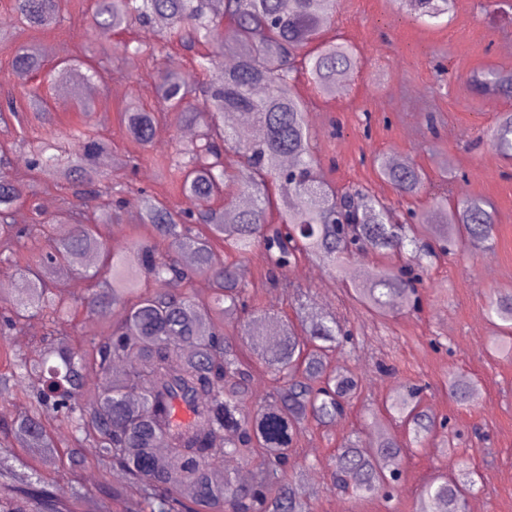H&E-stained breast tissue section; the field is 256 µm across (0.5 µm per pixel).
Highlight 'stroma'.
Returning a JSON list of instances; mask_svg holds the SVG:
<instances>
[{
  "instance_id": "obj_1",
  "label": "stroma",
  "mask_w": 512,
  "mask_h": 512,
  "mask_svg": "<svg viewBox=\"0 0 512 512\" xmlns=\"http://www.w3.org/2000/svg\"><path fill=\"white\" fill-rule=\"evenodd\" d=\"M62 8L66 31L28 29L24 40L39 43L46 70L68 55L102 56L105 79L79 95L69 88L51 89L50 121L32 117L22 126L0 124V143L8 149L10 168L24 173L37 143L59 139L85 118L111 141L115 154L139 157L138 168H109L99 186L101 199L115 194L124 203L120 223L107 234L109 241L124 244L141 232L136 204L143 191L156 193L177 210L187 201L160 179L158 169L184 143L182 129L161 119L157 128L164 133L163 141L144 149L128 136L120 109L132 97L156 107L161 72L190 71L194 53L178 47L154 62L124 53V42L156 41L158 27L102 41L89 27L90 0H64ZM324 35L351 43L359 60L354 80L331 98L317 95L306 77L297 80V91L309 106L324 179L341 190L358 189L399 202L402 218L411 210H427L436 195L480 197L495 208L497 232L490 250L438 258L420 289V310L400 309L384 320L372 319L350 301L342 281L325 267L304 261L289 272L316 310L353 328L358 339L355 348L332 355L361 378V394L347 418L333 427L309 426L299 438V455L314 463L306 472L307 485L319 491L313 512H412L422 485L447 470L448 458L435 439L407 450L391 501H355L330 485L327 463L337 448L354 437L369 443L378 420L386 416L385 397L394 385L412 383L426 385L424 405L460 432L462 459L476 480L471 500L479 512H512V356L488 353L495 328L486 315L490 294L512 289V159L503 158L482 138L502 113L512 112V98L474 94L466 81L472 72L512 71V10L496 11L489 0H454L447 20L428 27L402 11L396 0H337ZM14 50V45L0 43V96L9 91L21 100L27 90L45 85L47 75L45 70L19 76L12 67ZM81 96L94 102L86 117L77 110ZM378 153L411 158L427 176L425 191L398 200L372 166ZM72 195L69 185L40 184L14 211L31 224L37 216L52 215L61 199ZM241 269L262 310L278 319H294V301L274 287L261 265L249 260ZM54 282L75 313L74 324L86 335L97 333L106 320L82 308L90 286L85 266L56 272ZM382 362L391 366V373L378 371ZM451 371L479 380L481 387L470 404L449 397L442 381Z\"/></svg>"
}]
</instances>
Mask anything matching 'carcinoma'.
<instances>
[{"mask_svg": "<svg viewBox=\"0 0 512 512\" xmlns=\"http://www.w3.org/2000/svg\"><path fill=\"white\" fill-rule=\"evenodd\" d=\"M415 19L432 25L448 14L451 0H402ZM22 27L50 30L64 21L62 0H12ZM336 13V0H94L95 32L110 35L131 26L159 25L157 42L124 51L160 56L174 45L192 49L204 44L212 52L236 58L233 67L216 70L200 56L198 70L207 82L165 71L159 77L160 108L149 110L136 100L123 109L132 140L149 145L160 118L197 129L167 158L162 173L185 196L188 207L170 208L150 194L143 196L141 224L147 233L112 245L102 230L117 223L119 208L88 201L62 202L59 215L36 224L11 222L15 204L29 187L23 177L0 166V263L11 264L20 249L36 244L37 259L28 278L11 296L0 293V317L13 330L33 319L45 328L33 355L16 352L0 337V394L18 400L20 409L0 418V512H77L89 497L79 472V447L99 448L98 465L112 475L97 502L98 512H311L310 495L301 481L306 462L296 452L305 425L338 423L362 388L348 368L328 370L327 351L338 339L353 345L356 336L299 303L297 322L274 321L253 302L239 274V263L255 258L276 286L292 287L288 272L302 257L341 276L354 254L382 258L405 256L402 265L384 263L361 281H345L348 294L368 314L386 318L393 307L416 310L418 286L437 252H482L493 247L495 212L471 196L432 198L429 209L411 214L413 223L396 222L395 209L375 196L359 197L323 181L307 103L295 88L294 62L315 92L336 93L358 68L354 47L323 38ZM44 61L33 42L19 45L13 69L39 72ZM103 79L100 61L71 59L51 70V82L79 92ZM479 95H512V74L488 70L468 79ZM19 117L17 99L0 101V122ZM490 145L512 157V113L505 112L487 132ZM69 149L62 160L47 154L51 145L34 149L30 169L46 186L72 183L92 187L101 181L102 161L111 144L82 123L66 134ZM236 165L226 163L228 155ZM379 176L402 199L420 194L424 171L412 162L373 157ZM279 183L273 201L269 184ZM236 186L229 203L232 220L213 200L223 188ZM230 260L214 263V247ZM192 254L184 264L179 257ZM94 254L100 266L90 275L84 307L91 313L121 308L122 317L99 336L78 340L68 330L71 308L54 292L49 275L72 257ZM200 276L211 284L208 297L171 288L190 285ZM497 332L488 341L494 354H512V293L487 302ZM241 321L247 350L229 337L226 326ZM276 325H271V322ZM266 365L273 381L263 394L253 385L251 358ZM103 374L106 388L90 396L89 371ZM448 395L460 404L472 401L477 383L448 374ZM422 388L399 386L385 402L386 411L403 422L406 436L386 430L367 448L349 442L329 462L331 481L355 498L390 499L398 470L387 465L445 429L421 405ZM178 404L190 412L179 421ZM71 430L66 449L73 485L71 502L58 503L22 451L56 452L49 421ZM218 455L252 465L253 480L244 486L236 469L210 466ZM475 480L463 472L426 482L412 512H466Z\"/></svg>", "mask_w": 512, "mask_h": 512, "instance_id": "obj_1", "label": "carcinoma"}]
</instances>
